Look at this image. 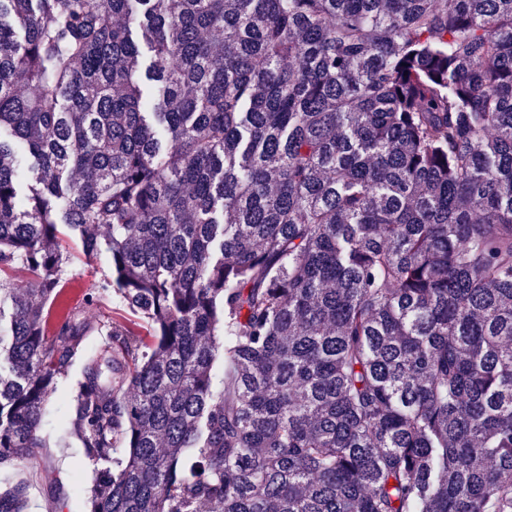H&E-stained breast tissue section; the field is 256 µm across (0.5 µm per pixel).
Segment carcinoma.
Instances as JSON below:
<instances>
[{
    "instance_id": "cac0c4a2",
    "label": "carcinoma",
    "mask_w": 512,
    "mask_h": 512,
    "mask_svg": "<svg viewBox=\"0 0 512 512\" xmlns=\"http://www.w3.org/2000/svg\"><path fill=\"white\" fill-rule=\"evenodd\" d=\"M61 224L146 323L90 512H512V0H0V466L96 326ZM59 230L63 250L68 256V263L60 295L53 299L50 305L48 304L49 330L62 316L78 310H85L89 315L95 316L97 320L111 323L137 322L114 292L102 293L93 308H88L85 305V298L88 294L98 293L100 286L112 278L109 254L103 250L95 257H88L84 254L81 240L76 233L66 226H60Z\"/></svg>"
}]
</instances>
